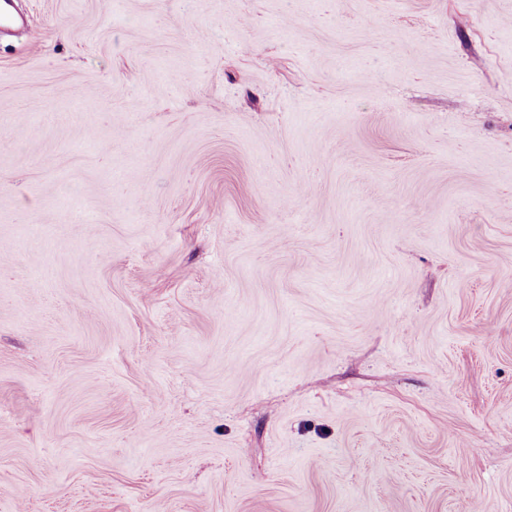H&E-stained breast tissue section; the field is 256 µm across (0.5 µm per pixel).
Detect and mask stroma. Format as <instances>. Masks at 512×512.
Masks as SVG:
<instances>
[{
  "label": "stroma",
  "instance_id": "35a3bbf8",
  "mask_svg": "<svg viewBox=\"0 0 512 512\" xmlns=\"http://www.w3.org/2000/svg\"><path fill=\"white\" fill-rule=\"evenodd\" d=\"M18 6L0 512H512V0Z\"/></svg>",
  "mask_w": 512,
  "mask_h": 512
}]
</instances>
